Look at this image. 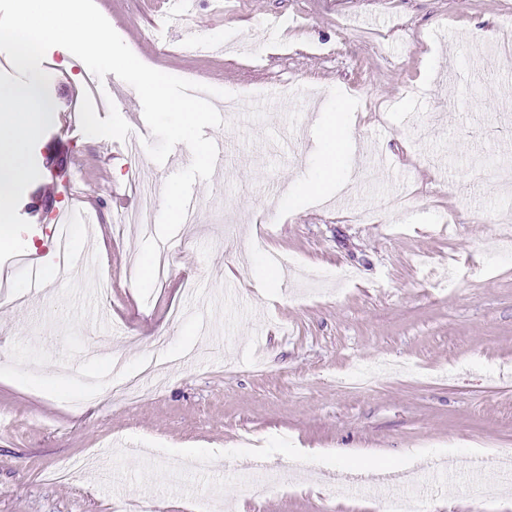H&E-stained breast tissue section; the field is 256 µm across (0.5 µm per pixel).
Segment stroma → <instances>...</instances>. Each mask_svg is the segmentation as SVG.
I'll use <instances>...</instances> for the list:
<instances>
[{
    "mask_svg": "<svg viewBox=\"0 0 512 512\" xmlns=\"http://www.w3.org/2000/svg\"><path fill=\"white\" fill-rule=\"evenodd\" d=\"M95 3L144 64L241 107L204 130L223 141L224 166L195 182L196 219L170 240L168 284L145 301L128 270L143 237L115 229L110 197L160 212L180 165L127 152L151 133L123 85L99 84L106 105L86 122L73 116L79 75L52 77L40 176L18 206L43 268L56 265V214L73 202L79 163L104 162L107 176L83 184L99 222L86 251L69 253L71 275L46 295L6 281L0 512H196L217 485L220 512H380L378 491L348 493L351 477L413 468L431 482L452 457L512 452V243L495 221L512 210L500 173L512 164V61L491 50L512 29V0H195L204 36L224 38L218 53L169 29L164 0ZM331 89L356 102L360 156L380 157L345 208L285 197L319 165L313 122ZM140 162L151 186L131 176ZM360 205L382 209L383 223L347 221ZM272 256L282 263L269 298L257 274ZM92 347L100 360L86 359ZM113 350L130 372L167 362L138 403L87 382L109 375ZM378 365L371 390L337 387ZM182 448L222 454L171 488L159 473ZM257 459L278 472L259 499L247 488ZM65 462L80 471L56 479ZM499 482L492 468L445 484L428 510L512 512V488L477 494Z\"/></svg>",
    "mask_w": 512,
    "mask_h": 512,
    "instance_id": "35a3bbf8",
    "label": "stroma"
}]
</instances>
